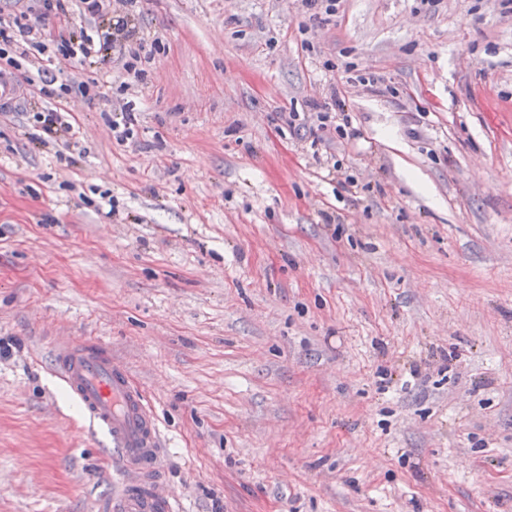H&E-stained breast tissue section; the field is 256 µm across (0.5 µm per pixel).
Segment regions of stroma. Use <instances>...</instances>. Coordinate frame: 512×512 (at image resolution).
I'll return each mask as SVG.
<instances>
[{
    "label": "stroma",
    "mask_w": 512,
    "mask_h": 512,
    "mask_svg": "<svg viewBox=\"0 0 512 512\" xmlns=\"http://www.w3.org/2000/svg\"><path fill=\"white\" fill-rule=\"evenodd\" d=\"M135 25L138 82L52 46L0 69L55 76L0 107V512L111 497L52 367L88 339L155 411L181 512H512V13L142 0ZM54 94L76 144L37 141ZM134 110L135 108L131 104V101H127L119 105V112H116L117 108L113 107V115H111L112 113H109V127L112 132H115V137L120 142H124L125 140L132 139L134 137L138 124V112H135Z\"/></svg>",
    "instance_id": "35a3bbf8"
}]
</instances>
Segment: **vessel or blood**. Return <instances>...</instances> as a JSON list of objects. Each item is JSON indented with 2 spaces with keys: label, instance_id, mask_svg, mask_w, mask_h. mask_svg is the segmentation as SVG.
<instances>
[{
  "label": "vessel or blood",
  "instance_id": "b4317fda",
  "mask_svg": "<svg viewBox=\"0 0 512 512\" xmlns=\"http://www.w3.org/2000/svg\"><path fill=\"white\" fill-rule=\"evenodd\" d=\"M53 363L90 427L112 438L119 482L102 512H180L159 478L166 450L157 418L125 365L94 339L55 344Z\"/></svg>",
  "mask_w": 512,
  "mask_h": 512
}]
</instances>
